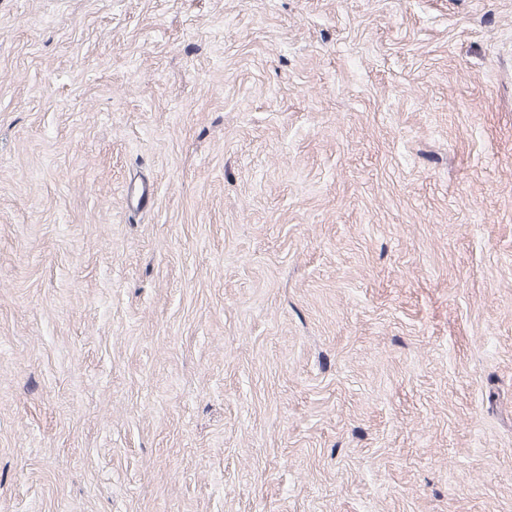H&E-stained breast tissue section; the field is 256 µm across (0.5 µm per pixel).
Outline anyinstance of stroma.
<instances>
[{"label":"stroma","mask_w":512,"mask_h":512,"mask_svg":"<svg viewBox=\"0 0 512 512\" xmlns=\"http://www.w3.org/2000/svg\"><path fill=\"white\" fill-rule=\"evenodd\" d=\"M0 512H512V0H0Z\"/></svg>","instance_id":"obj_1"}]
</instances>
